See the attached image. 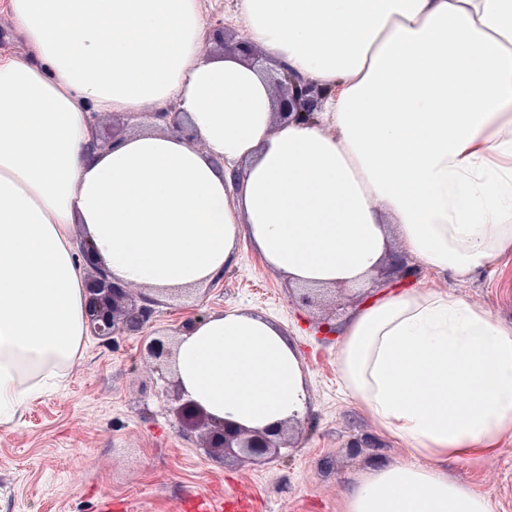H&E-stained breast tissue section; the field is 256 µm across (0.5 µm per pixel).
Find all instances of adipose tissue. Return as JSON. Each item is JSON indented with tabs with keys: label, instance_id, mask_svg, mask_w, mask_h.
I'll list each match as a JSON object with an SVG mask.
<instances>
[{
	"label": "adipose tissue",
	"instance_id": "adipose-tissue-1",
	"mask_svg": "<svg viewBox=\"0 0 512 512\" xmlns=\"http://www.w3.org/2000/svg\"><path fill=\"white\" fill-rule=\"evenodd\" d=\"M251 44L329 88L279 122L265 74L200 51L198 0H0V425L87 336L81 226L114 280L187 294L240 241L296 288L368 284L392 241L463 279L512 252V0H236ZM176 107L93 146L94 116ZM350 397L417 456L372 470L345 512H492L449 477L512 435V324L447 291L390 292L340 328ZM187 398L250 429L302 419L286 332L231 309L179 333Z\"/></svg>",
	"mask_w": 512,
	"mask_h": 512
}]
</instances>
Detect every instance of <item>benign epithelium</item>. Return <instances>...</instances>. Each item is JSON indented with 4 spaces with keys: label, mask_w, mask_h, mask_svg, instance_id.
<instances>
[{
    "label": "benign epithelium",
    "mask_w": 512,
    "mask_h": 512,
    "mask_svg": "<svg viewBox=\"0 0 512 512\" xmlns=\"http://www.w3.org/2000/svg\"><path fill=\"white\" fill-rule=\"evenodd\" d=\"M278 94L277 114L284 119L309 122L316 119L326 90L282 69L276 81ZM149 116L161 125L179 128L180 112L174 107L167 112H151ZM151 300L142 299L137 305L129 289L112 279L109 272L99 267L96 274L86 281V327L96 337L116 333L135 332L149 320ZM147 350L159 362V369L170 368L172 348L160 339L152 340ZM173 412L183 423L201 432L206 447L222 453L238 451L245 457L264 458L280 448H290L299 439V426L249 429L217 419L205 412L198 404L185 397L182 389L173 395Z\"/></svg>",
    "instance_id": "obj_1"
}]
</instances>
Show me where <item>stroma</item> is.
I'll return each mask as SVG.
<instances>
[{
  "instance_id": "stroma-1",
  "label": "stroma",
  "mask_w": 512,
  "mask_h": 512,
  "mask_svg": "<svg viewBox=\"0 0 512 512\" xmlns=\"http://www.w3.org/2000/svg\"><path fill=\"white\" fill-rule=\"evenodd\" d=\"M202 10L213 26L203 55L220 57L223 42L246 41L236 0H202ZM408 264L411 287L454 292L512 323V254L462 281L434 277L413 258ZM386 283L381 276L368 289L350 286L327 296L323 307H306L244 242L236 263L193 302L130 284L133 297L153 300L145 328L87 337L63 385L31 401L13 424L0 425V512H98L105 498L115 512H181L190 494L227 502L245 494L253 512H345L347 495L370 469L415 460L346 393L336 364V328ZM235 308L287 330L312 396L296 447L271 458L209 454L197 432L171 413L174 382L160 378L145 350L154 336ZM448 471L489 497L493 512H512V437L481 462L449 461Z\"/></svg>"
}]
</instances>
